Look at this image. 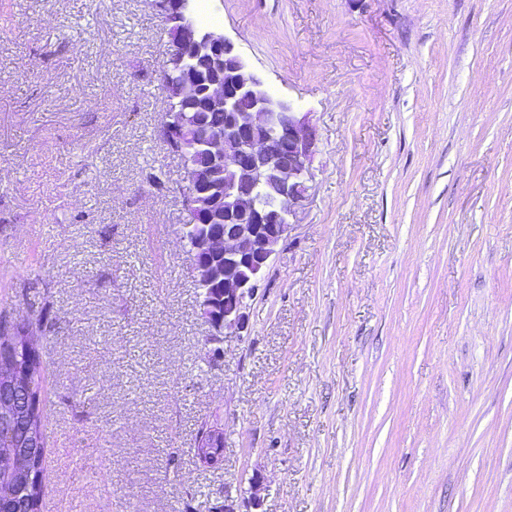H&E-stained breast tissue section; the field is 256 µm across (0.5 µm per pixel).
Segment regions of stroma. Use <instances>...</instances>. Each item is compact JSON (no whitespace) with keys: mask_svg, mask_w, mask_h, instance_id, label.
<instances>
[{"mask_svg":"<svg viewBox=\"0 0 512 512\" xmlns=\"http://www.w3.org/2000/svg\"><path fill=\"white\" fill-rule=\"evenodd\" d=\"M210 4L317 131L215 365L167 24L0 0V322L40 355L41 512H214L255 475L262 512H512V0Z\"/></svg>","mask_w":512,"mask_h":512,"instance_id":"obj_1","label":"stroma"}]
</instances>
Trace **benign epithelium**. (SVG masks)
<instances>
[{
  "instance_id": "obj_1",
  "label": "benign epithelium",
  "mask_w": 512,
  "mask_h": 512,
  "mask_svg": "<svg viewBox=\"0 0 512 512\" xmlns=\"http://www.w3.org/2000/svg\"><path fill=\"white\" fill-rule=\"evenodd\" d=\"M196 0H155V7L172 24L174 37L166 59L183 68L177 96L192 103L205 96L207 104L227 111L224 130L193 127L186 131L190 147L224 170V213L222 228L208 227L205 207L192 212V224L204 228L190 258L197 271L201 316L210 328L209 360L222 358L215 349L218 337L247 330L249 301L258 283L289 234L290 217L306 199L309 162L316 129L309 113L280 98L238 54L234 43L217 27L200 24ZM202 58L206 72L200 73L187 61ZM279 125L292 145L283 160L268 129ZM185 188L197 199L209 193L204 179L188 162H183ZM274 184L273 195L260 197L259 189ZM25 388L17 367L0 355V427L13 437L17 423L26 414L15 402ZM29 481V470L21 448H0V506L14 504L16 489Z\"/></svg>"
}]
</instances>
